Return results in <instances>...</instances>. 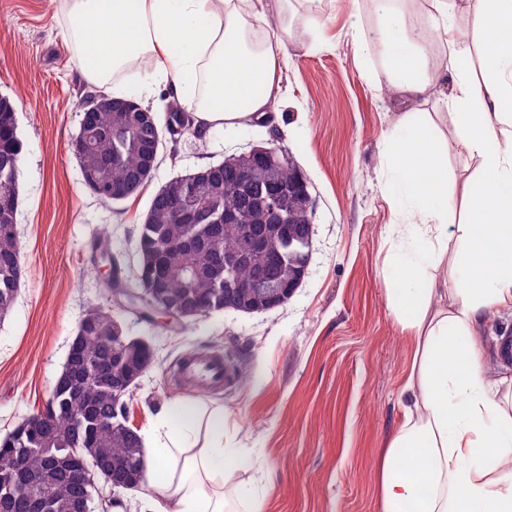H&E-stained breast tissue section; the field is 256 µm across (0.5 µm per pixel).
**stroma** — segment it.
I'll return each mask as SVG.
<instances>
[{
	"label": "stroma",
	"mask_w": 512,
	"mask_h": 512,
	"mask_svg": "<svg viewBox=\"0 0 512 512\" xmlns=\"http://www.w3.org/2000/svg\"><path fill=\"white\" fill-rule=\"evenodd\" d=\"M56 0H0V96L16 109L23 142L15 232L22 285L0 319V439L45 412L69 346L89 308H114L109 277L92 272L101 230L136 287L139 225L169 179L223 161L252 144L286 148L315 201L308 273L282 306L263 313L217 311L177 324L120 312L127 336L149 341L152 367L128 402L129 423L147 436L158 415L182 405L224 409V442L236 449L233 483L250 512H381L379 462L386 436L403 418L402 387L412 340L387 308L394 224H413L410 207L385 191V137L397 109L393 80L374 35L372 0L351 14L328 0L317 17L296 11L276 72L281 96L263 121L190 130L165 139L142 192L107 206L84 187L71 143L79 107L96 93L73 61ZM441 44L430 46L435 78L411 111L431 115L450 136L452 81ZM150 67L117 81L142 106L165 115L174 93L141 95ZM232 354L246 385L202 393L180 380L193 353Z\"/></svg>",
	"instance_id": "1"
}]
</instances>
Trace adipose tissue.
<instances>
[{
	"label": "adipose tissue",
	"mask_w": 512,
	"mask_h": 512,
	"mask_svg": "<svg viewBox=\"0 0 512 512\" xmlns=\"http://www.w3.org/2000/svg\"><path fill=\"white\" fill-rule=\"evenodd\" d=\"M66 39L92 84L110 85L129 62L147 58L155 84L172 85L201 128L263 118L280 87L283 43L247 45L239 0H64ZM476 26L456 23V0H432L427 25L445 49L453 80V136H437L409 104L431 75L423 45L406 35L396 0L382 4L388 70L403 113L390 137L385 187L419 221L404 227L391 256V315L415 344L403 391L412 398L388 436L379 465L382 512H512V399L489 380L479 335L487 315L512 308V0H474ZM475 41L477 55L465 49ZM476 168L461 197L448 191L449 153ZM206 425L209 445L193 450ZM148 440L147 476L161 496L147 512H226L210 492L217 471L232 474L224 411L187 406L163 414Z\"/></svg>",
	"instance_id": "adipose-tissue-1"
}]
</instances>
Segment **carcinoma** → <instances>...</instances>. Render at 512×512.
Wrapping results in <instances>:
<instances>
[{
	"label": "carcinoma",
	"instance_id": "carcinoma-1",
	"mask_svg": "<svg viewBox=\"0 0 512 512\" xmlns=\"http://www.w3.org/2000/svg\"><path fill=\"white\" fill-rule=\"evenodd\" d=\"M99 94L89 97L93 110L83 114L82 134L92 147L78 162L85 187L92 193L104 185L127 188L124 199L140 193L149 179H140L152 145L162 134L176 136L190 127L187 113L172 110L160 121L151 111L135 112L138 102ZM23 142L19 137L15 107L0 97V317L12 309L21 285V248L14 233L19 206V175ZM249 166L253 178L244 186L237 170ZM204 175L176 176L153 195L139 229L137 264L158 266L164 275L156 284L140 281L141 288L156 287L173 310L205 302L215 311L224 309V289L246 283L263 258L245 255L248 242L240 225L266 235L268 272L284 281L309 264L313 237L314 203L305 198L293 159L269 167L249 156L224 158L201 167ZM287 190L280 210L288 218L276 224L261 205L268 186ZM240 213L242 224L224 223V214ZM236 256L232 273L224 271L218 257ZM92 318L73 343L71 364L75 379L56 380L51 391L45 425L37 433L12 437L0 443V504L4 512H83L84 497L73 472L91 461L112 462V474L140 482L145 472V451L139 435L122 425L126 405L114 398L136 385L143 356L129 359L115 339L121 326L112 311L90 308ZM112 369L96 384L85 382L87 363Z\"/></svg>",
	"mask_w": 512,
	"mask_h": 512
}]
</instances>
